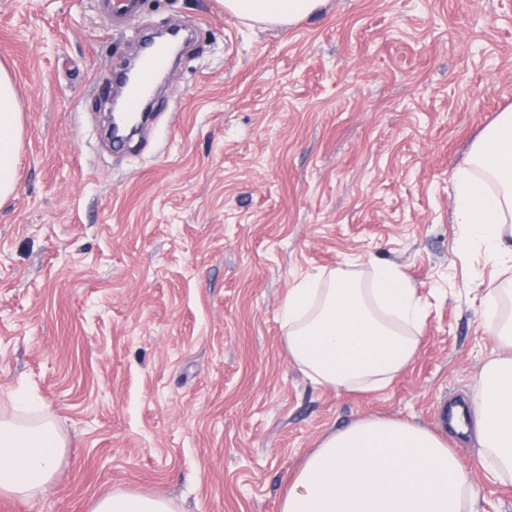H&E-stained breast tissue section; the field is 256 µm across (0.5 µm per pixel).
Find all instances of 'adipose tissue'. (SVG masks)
<instances>
[{
	"instance_id": "adipose-tissue-1",
	"label": "adipose tissue",
	"mask_w": 512,
	"mask_h": 512,
	"mask_svg": "<svg viewBox=\"0 0 512 512\" xmlns=\"http://www.w3.org/2000/svg\"><path fill=\"white\" fill-rule=\"evenodd\" d=\"M326 0H223L240 20L283 27L319 11ZM22 109L13 80L0 67V200L14 191L22 147ZM459 254L483 248L512 257V109L472 147V162L454 180ZM422 302L405 274L379 265L369 287L334 272L326 287L306 279L289 288L283 307L288 355L318 385L381 388L404 371L417 350ZM505 353L481 369L465 431L487 474L512 478V318L493 326ZM66 444L53 418L33 422L0 416V494L30 499L55 480ZM473 500L469 471L446 439L392 418H363L326 435L304 459L281 512H466ZM91 512H175L162 496L115 491Z\"/></svg>"
}]
</instances>
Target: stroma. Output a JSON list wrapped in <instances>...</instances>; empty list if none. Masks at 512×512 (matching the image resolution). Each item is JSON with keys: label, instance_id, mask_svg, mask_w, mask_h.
Returning a JSON list of instances; mask_svg holds the SVG:
<instances>
[{"label": "stroma", "instance_id": "obj_1", "mask_svg": "<svg viewBox=\"0 0 512 512\" xmlns=\"http://www.w3.org/2000/svg\"><path fill=\"white\" fill-rule=\"evenodd\" d=\"M188 47L139 141L101 134L108 73L136 47L97 0H0V65L24 136L0 201V395L66 440L41 496L0 512H88L115 490L176 512H280L304 455L365 417L439 430L502 348L482 300L512 260L461 256L452 181L512 108V0H327L264 29L219 0H144ZM399 267L423 304L388 387L315 385L290 359L289 288ZM477 512H512L468 442Z\"/></svg>", "mask_w": 512, "mask_h": 512}]
</instances>
